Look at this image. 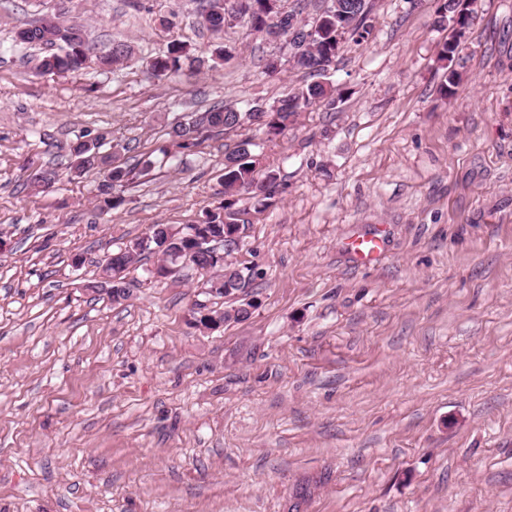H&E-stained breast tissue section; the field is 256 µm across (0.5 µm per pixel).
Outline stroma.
Returning a JSON list of instances; mask_svg holds the SVG:
<instances>
[{"label":"stroma","instance_id":"35a3bbf8","mask_svg":"<svg viewBox=\"0 0 512 512\" xmlns=\"http://www.w3.org/2000/svg\"><path fill=\"white\" fill-rule=\"evenodd\" d=\"M441 3L372 0L370 35L345 37L324 78L336 109L165 158L192 113L308 83L285 42L212 35L200 0H0V512H512V0H479L445 96ZM59 13L133 57L38 74L42 47L14 33ZM173 43L225 55L155 79ZM101 128L115 164L155 162L106 214L102 172L62 166ZM245 134L286 186L233 255L255 278L217 304L248 317L195 327L203 276L154 277L155 253L126 270V301L90 291L106 251L223 199ZM367 235L383 250L364 264Z\"/></svg>","mask_w":512,"mask_h":512}]
</instances>
